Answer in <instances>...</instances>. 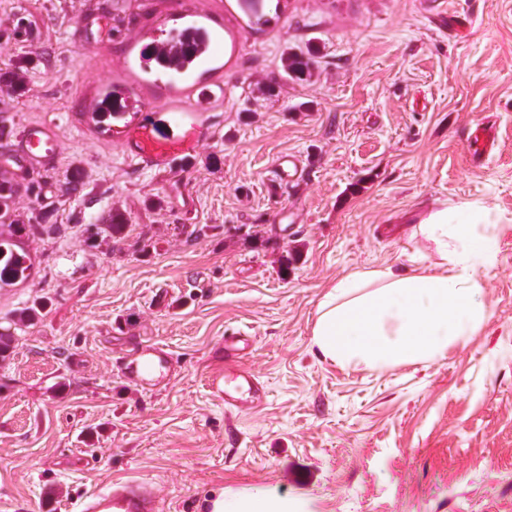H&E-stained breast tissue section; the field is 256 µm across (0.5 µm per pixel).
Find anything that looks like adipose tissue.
<instances>
[{"label": "adipose tissue", "mask_w": 512, "mask_h": 512, "mask_svg": "<svg viewBox=\"0 0 512 512\" xmlns=\"http://www.w3.org/2000/svg\"><path fill=\"white\" fill-rule=\"evenodd\" d=\"M484 219L473 204L437 211L416 229L436 254L434 264L403 275L357 271L337 281L319 305L313 346L334 363L382 370L466 343L489 318L483 272L495 262L498 236ZM208 510L289 512L287 499L265 489L217 494Z\"/></svg>", "instance_id": "1"}]
</instances>
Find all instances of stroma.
I'll return each mask as SVG.
<instances>
[{
    "label": "stroma",
    "instance_id": "stroma-1",
    "mask_svg": "<svg viewBox=\"0 0 512 512\" xmlns=\"http://www.w3.org/2000/svg\"><path fill=\"white\" fill-rule=\"evenodd\" d=\"M186 2L224 24V98L189 122L126 65L175 0H0V68L24 64L23 91L0 83V177L16 223L52 206L25 242L31 277L0 288L2 325L40 306L0 361V512H76L130 478L162 512L256 489L303 512H512V0ZM92 15L98 34L78 36ZM292 48L311 50L310 81L282 79ZM110 79L189 150L156 161L122 123L98 133ZM46 121L58 165L14 177L16 133ZM486 126L495 149L477 160L466 137ZM284 154L297 172L281 183ZM466 202L500 226L484 327L428 362L325 360L311 330L326 291L432 264L413 228ZM112 214L123 238L91 240ZM242 332L265 394L229 411L207 376ZM149 343L174 371L141 386L123 370Z\"/></svg>",
    "mask_w": 512,
    "mask_h": 512
}]
</instances>
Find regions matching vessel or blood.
Segmentation results:
<instances>
[{"mask_svg":"<svg viewBox=\"0 0 512 512\" xmlns=\"http://www.w3.org/2000/svg\"><path fill=\"white\" fill-rule=\"evenodd\" d=\"M183 24L174 30L176 39L192 42L194 54L175 69L171 78H156V89L188 92L200 103L214 101L224 94L222 38L220 28L210 24L208 17L188 9L182 12ZM12 161L18 171L27 173L52 168L59 162L60 146L55 127L43 122L24 126L11 147ZM249 347L248 340H225L224 366L208 377L211 394L224 402L225 409L238 408L245 398L260 397L263 386L258 378L239 366L238 360ZM170 355L163 348L144 346L137 357L125 366L126 374L144 381L157 370L167 368ZM78 512H159V503L148 484L131 481L107 485L80 501Z\"/></svg>","mask_w":512,"mask_h":512,"instance_id":"b4317fda","label":"vessel or blood"}]
</instances>
